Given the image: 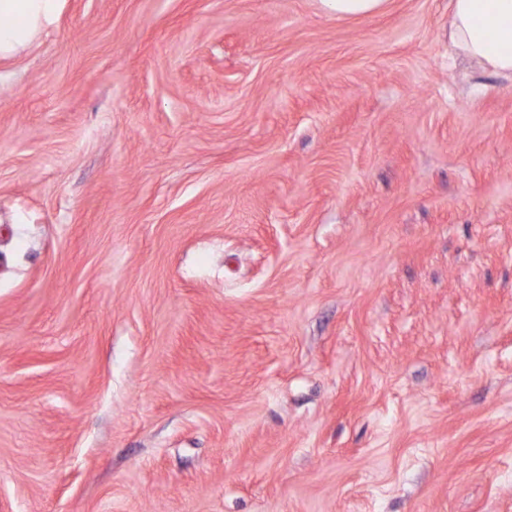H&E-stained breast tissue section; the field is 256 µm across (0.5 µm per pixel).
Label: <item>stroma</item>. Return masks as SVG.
<instances>
[{
	"mask_svg": "<svg viewBox=\"0 0 512 512\" xmlns=\"http://www.w3.org/2000/svg\"><path fill=\"white\" fill-rule=\"evenodd\" d=\"M448 0H64L0 61V512H512V80ZM337 18L365 16L385 9L388 0H320Z\"/></svg>",
	"mask_w": 512,
	"mask_h": 512,
	"instance_id": "stroma-1",
	"label": "stroma"
}]
</instances>
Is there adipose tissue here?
<instances>
[{"instance_id": "1", "label": "adipose tissue", "mask_w": 512, "mask_h": 512, "mask_svg": "<svg viewBox=\"0 0 512 512\" xmlns=\"http://www.w3.org/2000/svg\"><path fill=\"white\" fill-rule=\"evenodd\" d=\"M62 0H0V60L55 25ZM448 39L479 70L512 78V0H449Z\"/></svg>"}]
</instances>
